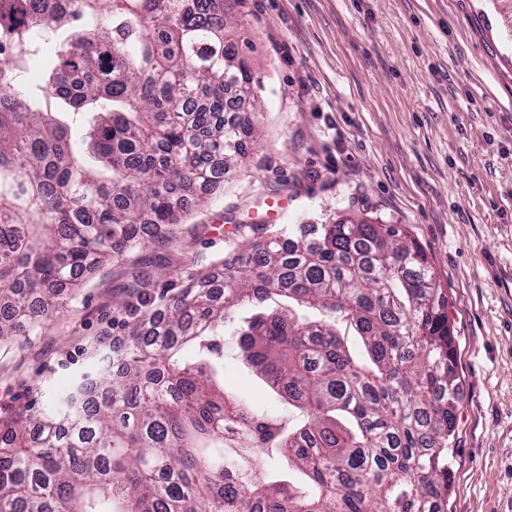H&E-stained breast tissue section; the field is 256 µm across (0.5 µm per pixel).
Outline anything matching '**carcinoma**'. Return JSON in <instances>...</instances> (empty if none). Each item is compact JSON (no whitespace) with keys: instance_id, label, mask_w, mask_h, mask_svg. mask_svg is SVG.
Segmentation results:
<instances>
[{"instance_id":"cac0c4a2","label":"carcinoma","mask_w":512,"mask_h":512,"mask_svg":"<svg viewBox=\"0 0 512 512\" xmlns=\"http://www.w3.org/2000/svg\"><path fill=\"white\" fill-rule=\"evenodd\" d=\"M229 29L224 0H0V344L64 312L86 269L174 239L178 191L205 187L200 206L247 161L250 113L220 117L227 87L257 109ZM249 228L211 269L140 284L122 345L0 421V512H443L458 378L427 255L399 224ZM281 298L239 345L286 423L220 386L224 322ZM273 451L307 488L274 479Z\"/></svg>"}]
</instances>
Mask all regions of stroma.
<instances>
[{
    "label": "stroma",
    "instance_id": "1",
    "mask_svg": "<svg viewBox=\"0 0 512 512\" xmlns=\"http://www.w3.org/2000/svg\"><path fill=\"white\" fill-rule=\"evenodd\" d=\"M258 80L253 148L193 208L175 244L92 269L68 311L0 346V416L65 388L135 277L186 276L231 256L255 217L290 227L340 215L399 224L448 292L461 394L445 512H512V0H230ZM224 325V391L289 407Z\"/></svg>",
    "mask_w": 512,
    "mask_h": 512
}]
</instances>
